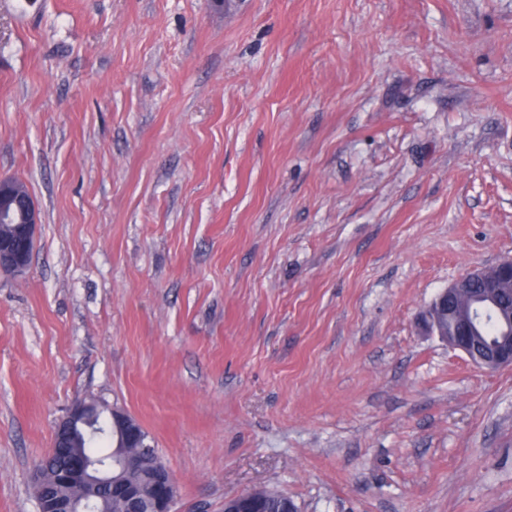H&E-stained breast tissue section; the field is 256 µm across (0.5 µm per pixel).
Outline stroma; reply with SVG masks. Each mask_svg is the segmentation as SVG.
Wrapping results in <instances>:
<instances>
[{"label": "stroma", "mask_w": 512, "mask_h": 512, "mask_svg": "<svg viewBox=\"0 0 512 512\" xmlns=\"http://www.w3.org/2000/svg\"><path fill=\"white\" fill-rule=\"evenodd\" d=\"M0 512L78 398L175 512H512V367L420 314L512 257V0H0ZM13 219L17 222L12 223ZM0 222V236L7 237L11 225L17 226L13 240L0 242V272L21 273L30 264L40 216L32 196L17 192L13 178L3 175H0ZM102 408L107 410L108 416L112 423V426L118 427L119 425L125 426V434L122 437V442L124 446L127 447H136V448H144L143 436L140 432V424L139 423H131L130 419H134L131 417L125 410L119 407H112L111 405H107L101 402ZM135 420V419H134ZM136 448H130L129 453L132 455H138V451ZM153 486L157 488L156 508L154 512H173L176 496L175 484L167 467L160 462L156 469Z\"/></svg>", "instance_id": "stroma-1"}]
</instances>
